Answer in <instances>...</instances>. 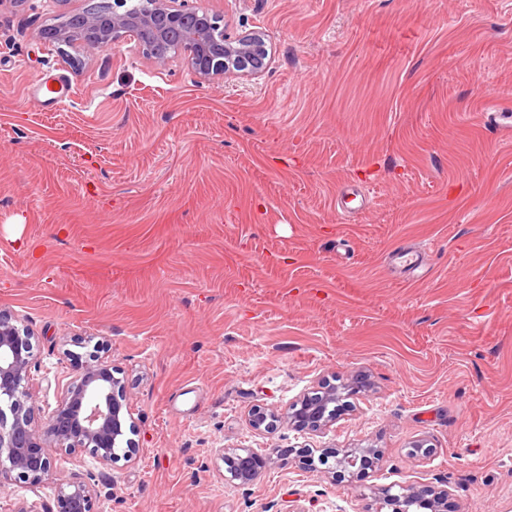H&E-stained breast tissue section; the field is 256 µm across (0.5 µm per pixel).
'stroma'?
<instances>
[{"mask_svg": "<svg viewBox=\"0 0 512 512\" xmlns=\"http://www.w3.org/2000/svg\"><path fill=\"white\" fill-rule=\"evenodd\" d=\"M89 2L0 0V308L34 332L36 423L96 355L138 447L53 449L0 512L72 478L94 512H374L442 481L453 512H512V128L486 110L512 113V0H190L267 44L261 76L211 79L37 39ZM357 376L322 433L249 423ZM346 447L383 454L368 495L280 454ZM238 448L272 456L246 486Z\"/></svg>", "mask_w": 512, "mask_h": 512, "instance_id": "35a3bbf8", "label": "stroma"}]
</instances>
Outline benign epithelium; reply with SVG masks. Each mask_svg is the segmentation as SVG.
<instances>
[{
	"instance_id": "7a95c632",
	"label": "benign epithelium",
	"mask_w": 512,
	"mask_h": 512,
	"mask_svg": "<svg viewBox=\"0 0 512 512\" xmlns=\"http://www.w3.org/2000/svg\"><path fill=\"white\" fill-rule=\"evenodd\" d=\"M131 37L142 53L160 66L177 56L171 49L188 48L194 71L203 78L237 72L256 77L269 66L265 39L258 33L238 39L224 34L219 17L186 5V0H144L132 10L127 0H113L110 11L84 17L79 30L42 28L36 38L58 45L81 43L104 50ZM34 333L13 314L0 309V484L14 478L41 483L52 476L55 463L48 449L70 454L87 451L99 463L129 460L136 434L126 384L112 364L95 358L66 385L55 411L43 425L34 424V399L29 388ZM340 399L336 387H322L291 405L288 424L299 431L316 432L334 420L329 406ZM278 415L260 405L252 409L250 425L258 431L276 426ZM338 466L333 483L352 487L366 473L381 467L380 453L371 448H336ZM229 480L245 486L268 466L266 454L239 448L223 455ZM424 496L429 512H448V486L435 489L414 484L380 498L377 512H409L415 495ZM96 490L80 480L60 485L57 512H94Z\"/></svg>"
}]
</instances>
